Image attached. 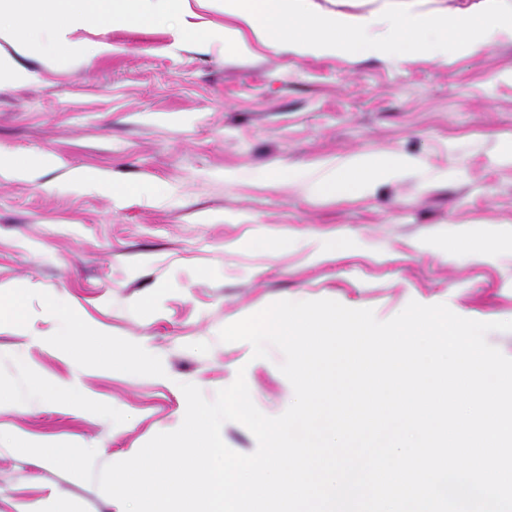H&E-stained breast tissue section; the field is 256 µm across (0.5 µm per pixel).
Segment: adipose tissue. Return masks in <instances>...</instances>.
<instances>
[{"instance_id":"1","label":"adipose tissue","mask_w":512,"mask_h":512,"mask_svg":"<svg viewBox=\"0 0 512 512\" xmlns=\"http://www.w3.org/2000/svg\"><path fill=\"white\" fill-rule=\"evenodd\" d=\"M30 0H0V40L16 37L17 23H26L31 45L48 55L71 52L76 48L74 32L80 28L86 9H93L105 28L120 26L151 27L163 19L170 9L169 0H41L39 21H30ZM414 163L405 157L379 158L357 154L337 167L328 168L320 177L306 180L293 174V181L304 184L311 196L324 197L364 192L377 178L397 179L412 170ZM63 341L95 350L107 370L136 367L145 372L158 371L160 362L151 352L131 343L115 342L97 333L71 336L62 332Z\"/></svg>"}]
</instances>
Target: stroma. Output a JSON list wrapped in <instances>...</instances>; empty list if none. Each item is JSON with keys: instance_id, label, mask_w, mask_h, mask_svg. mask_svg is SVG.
Here are the masks:
<instances>
[{"instance_id": "obj_1", "label": "stroma", "mask_w": 512, "mask_h": 512, "mask_svg": "<svg viewBox=\"0 0 512 512\" xmlns=\"http://www.w3.org/2000/svg\"><path fill=\"white\" fill-rule=\"evenodd\" d=\"M363 16L395 3L468 17L486 0H310ZM223 0H187L149 28L104 29L84 16L81 51L19 55L27 79L0 84V385L16 397L0 432L128 459L181 425V384L206 399L244 374L255 406L281 415L291 396L277 348L222 342L223 327L279 300L330 299L377 320L409 302L446 304L480 322L512 321V30L488 46L427 53L314 56L251 44ZM186 37L175 39V28ZM110 45L97 53L98 44ZM370 153L412 158L399 180L361 194L310 197L288 172L316 175ZM91 176V183L76 178ZM341 240L339 257L312 254ZM468 239L469 253L447 250ZM70 332L139 341L156 374L111 372ZM82 394L58 402L37 381ZM123 512L80 480L0 444V512Z\"/></svg>"}]
</instances>
